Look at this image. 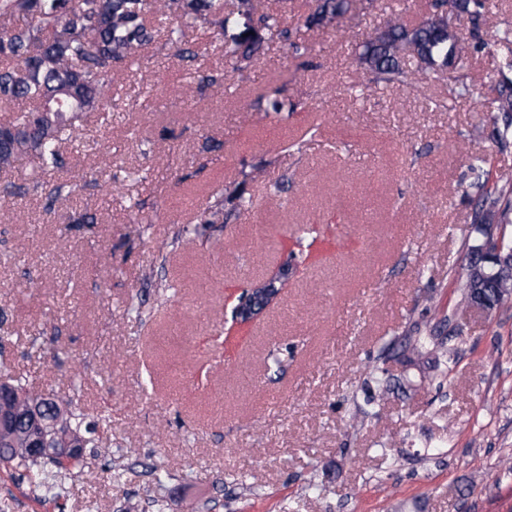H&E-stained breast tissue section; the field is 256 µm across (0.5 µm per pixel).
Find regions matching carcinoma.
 I'll return each instance as SVG.
<instances>
[{
	"label": "carcinoma",
	"mask_w": 512,
	"mask_h": 512,
	"mask_svg": "<svg viewBox=\"0 0 512 512\" xmlns=\"http://www.w3.org/2000/svg\"><path fill=\"white\" fill-rule=\"evenodd\" d=\"M448 2L427 0V16L418 24L393 13L367 35L358 61L372 73L374 84L417 81L431 71L456 68L468 58L470 44L448 25ZM484 8L485 0H458V16L472 22ZM351 9L352 0H315L308 22L333 28ZM151 19L165 25L166 44L186 64L198 58L184 40L183 27L189 25L208 27L224 37V58L234 72L247 68L267 42L299 50L284 14L258 12L257 0H0V112L12 113L11 118L0 119V171L29 155L39 159L44 172L64 168L62 144L79 141L82 118L112 109L114 67L134 62L155 41L158 30L149 24ZM406 55L416 59V70L403 69L401 59ZM488 111L512 117V89L500 91ZM494 215L502 223L512 218L511 186L479 196L476 220ZM236 216V208L224 210L220 193L202 222H227ZM497 288L496 267L486 266L481 278L465 280V300L491 310L500 304ZM3 375L14 390L0 398V465L25 471L38 467L45 475L48 466L57 474L77 470L79 456H26L24 448L37 429L53 444L100 447L98 427L106 418L88 421L72 403L63 406L48 395L31 392L7 368ZM18 404L40 407L41 426L14 419Z\"/></svg>",
	"instance_id": "obj_1"
}]
</instances>
